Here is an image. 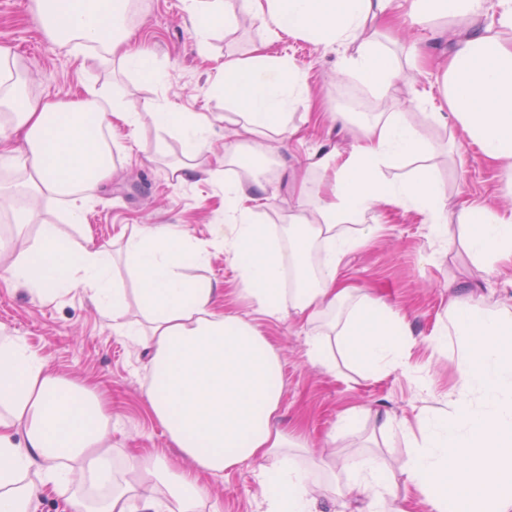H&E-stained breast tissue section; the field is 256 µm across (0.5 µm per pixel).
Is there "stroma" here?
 Listing matches in <instances>:
<instances>
[{
    "label": "stroma",
    "instance_id": "stroma-1",
    "mask_svg": "<svg viewBox=\"0 0 512 512\" xmlns=\"http://www.w3.org/2000/svg\"><path fill=\"white\" fill-rule=\"evenodd\" d=\"M29 2L0 0V47L23 63L27 91L55 102L82 97L92 87L131 109L156 100L184 112L219 116L229 107L223 96L210 90L217 66L228 56H246L250 45L263 36L258 23L242 14L231 29L211 35L209 51L203 56L197 50L182 0H141L132 21L133 41L167 72L168 82L161 87L120 63L96 65L88 51L57 46L32 22ZM458 33V28L445 26L432 35L410 26L392 31V38L399 43L414 42L420 47L424 74L419 89L425 95L438 96L435 65L447 58ZM276 48L306 72L311 90L310 98L298 101L291 110L296 137L252 161L255 171H271L268 194L272 204L263 209L262 219L285 227L296 212L292 173L309 170L308 188L317 192L325 175L321 169L310 168L311 154L320 148L350 149L354 134L336 126L331 113L349 109L346 94L358 84L340 71L339 48L289 35L283 36ZM367 101L373 112L404 108L409 119L423 128L434 147L432 164L437 179L450 199L474 200L498 210L512 208V180L474 159L473 147L452 137L448 127L426 118L423 108L410 104L405 88L384 96L368 95ZM108 140L114 171L93 192L83 223L71 225L56 200L45 197L36 202L26 196L21 203L33 211V228L53 224L72 241H82L90 234L95 241L111 245V278L123 292L131 321L141 320L142 315L135 281L123 258L126 240L145 227L166 224L204 245L209 252L207 261L187 263L183 272L189 278L218 284L222 290L218 311L247 317L279 352L284 375L279 423L309 450L299 462L316 478L314 490L321 512H336L340 507L358 512L354 501L337 505L328 473L340 471L349 456L363 453L380 455L394 471L398 501L405 512H428L421 496L405 486L398 474L407 457L402 436L385 438L378 428L390 418L418 431L419 410L443 408L449 393L456 391L457 343L449 341L440 349L434 342L435 327L448 308L449 288L464 289L475 299L490 296L512 305V272H490L474 260L463 246L466 227L457 216L449 218L454 244L448 248L436 238L425 216L377 206L366 218L367 223L377 225L376 235L345 258L339 277L406 314L413 322L414 342L405 367L380 379L364 378L343 368L329 373L310 362L306 328L287 318L270 319L257 312L226 260L223 246L213 242L210 228L224 219L223 174L205 175L190 185L177 184L170 167L182 160V145L175 135L159 130L147 118L134 130L113 126ZM0 332L22 339L51 372L96 385L106 393L112 405L115 462L129 454H152L164 457L172 467L183 465V457L147 404L150 376L144 365L148 350L117 334L83 289L68 288L40 300L21 284L0 281ZM351 408L364 410L365 417L354 430L341 431L340 417ZM260 470V462H245L223 475L203 476L200 512H259Z\"/></svg>",
    "mask_w": 512,
    "mask_h": 512
}]
</instances>
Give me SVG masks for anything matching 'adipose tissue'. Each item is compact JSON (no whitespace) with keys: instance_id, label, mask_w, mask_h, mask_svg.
I'll return each mask as SVG.
<instances>
[{"instance_id":"obj_1","label":"adipose tissue","mask_w":512,"mask_h":512,"mask_svg":"<svg viewBox=\"0 0 512 512\" xmlns=\"http://www.w3.org/2000/svg\"><path fill=\"white\" fill-rule=\"evenodd\" d=\"M207 52L210 34L233 27L238 14L257 20L264 37L247 57L226 58L213 85L237 116H224L238 139L224 154L232 173L224 179V221L212 225L215 241L236 267L259 312L301 325L329 319L326 332L308 339L310 360L326 371L337 364L378 379L402 367L413 342L406 315L358 294L338 279L343 260L363 248L377 227L362 218L385 203L426 215L439 239L448 236V196L427 160L433 148L403 110L336 111L337 125H356L346 154L319 151L314 167L328 171L325 194L309 202L297 180V212L287 230L263 223L255 203L267 188L256 183L246 155L268 142L295 135L289 110L307 98L305 74L269 50L284 34L344 48L342 72L379 94L403 86L411 100L415 50L405 58L381 42L398 17L421 27L470 22L440 75L442 107L434 122L455 127L483 161L512 173V0H183ZM34 22L56 44L96 45L107 56L139 68L165 85L161 68L132 43L128 0H34ZM9 50L0 48V145L39 195L67 202L80 221L91 191L112 172L109 145L87 131L118 122L138 126L142 114L179 135L184 162L173 178L188 184L206 174L205 158L215 119L204 112H177L147 101L141 111L97 92L70 103L31 97L18 79ZM467 251L488 268L512 266V213L485 207L464 210ZM126 260L139 284L146 326L126 320L120 289L111 287L112 251L84 237L71 242L45 226L12 261H0V281L22 283L40 300L66 288L83 289L120 335L150 347L152 378L147 400L184 468L165 459L129 458L115 464L111 417L95 393L50 372L17 338H0V512H29L48 487L80 474V488L66 499L68 512H198L203 474L224 472L246 461H263L261 512H318L308 476L291 456L298 450L278 425L283 379L278 354L246 318L218 312V290L188 279V260L206 251L165 225L146 228L125 243ZM39 259L40 276L29 265ZM455 337L461 383L447 411H424L419 435H408V459L400 473L428 512H512V308L450 294L448 323L435 341ZM340 496L364 497L367 512H402L378 457L347 461Z\"/></svg>"}]
</instances>
